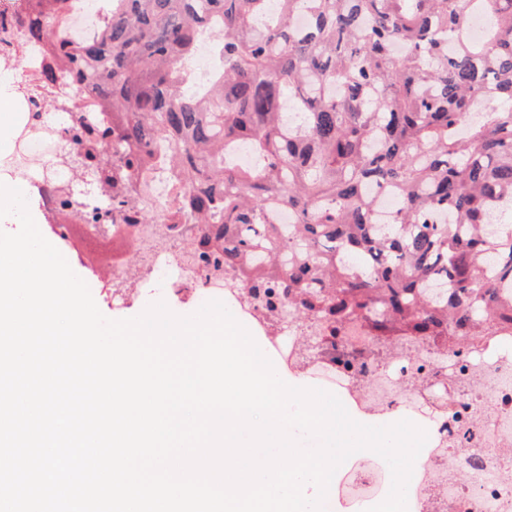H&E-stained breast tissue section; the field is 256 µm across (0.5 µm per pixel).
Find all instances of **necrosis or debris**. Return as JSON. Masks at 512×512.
Returning a JSON list of instances; mask_svg holds the SVG:
<instances>
[{
  "label": "necrosis or debris",
  "mask_w": 512,
  "mask_h": 512,
  "mask_svg": "<svg viewBox=\"0 0 512 512\" xmlns=\"http://www.w3.org/2000/svg\"><path fill=\"white\" fill-rule=\"evenodd\" d=\"M47 61L46 52L25 46L20 31L0 30V72L15 74L21 110L18 134L0 153V164L23 176L26 199L55 221V236L64 241L69 227L57 218L68 209L65 188L74 174L67 161L80 144L74 138L73 112L36 80ZM147 165L135 183L137 207L129 216L115 218L112 226L113 236L135 242V262L145 268L147 280L177 284L200 304L222 301L258 322L267 306L282 307L277 285L268 284L260 298L248 297L239 278L214 270L210 252L186 247L193 225L141 223L142 211L161 216L171 213L176 202L167 151L152 150ZM323 330L316 319L283 318L269 335L288 336L289 365L304 360L309 368L324 371L372 414L404 403L430 412L435 446L412 485L418 512H512V336H488L451 348L420 343L414 358L400 356L384 365L374 358L368 331L352 321L339 323L334 348L304 355L302 343ZM463 443L469 454L462 458L456 450ZM357 458L360 467L348 474L342 492L366 503L390 485L391 473L374 452H358Z\"/></svg>",
  "instance_id": "4bbe7bcc"
}]
</instances>
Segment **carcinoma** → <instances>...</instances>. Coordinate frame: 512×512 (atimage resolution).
<instances>
[{
	"mask_svg": "<svg viewBox=\"0 0 512 512\" xmlns=\"http://www.w3.org/2000/svg\"><path fill=\"white\" fill-rule=\"evenodd\" d=\"M22 2L15 26L51 59L41 84L110 114L99 164L75 156L99 191L112 167L91 220L132 207L160 139L184 187L167 223L198 225L250 291L283 288L291 316L363 318L385 359L512 323V0H95L80 40L70 0ZM203 34L220 68L193 93ZM374 189L397 198L384 221ZM277 205L295 223H267Z\"/></svg>",
	"mask_w": 512,
	"mask_h": 512,
	"instance_id": "cac0c4a2",
	"label": "carcinoma"
}]
</instances>
